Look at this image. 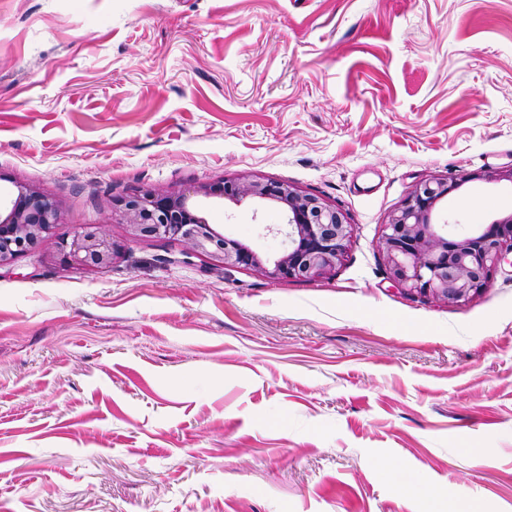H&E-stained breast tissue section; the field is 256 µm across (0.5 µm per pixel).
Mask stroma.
Returning <instances> with one entry per match:
<instances>
[{"label":"stroma","mask_w":512,"mask_h":512,"mask_svg":"<svg viewBox=\"0 0 512 512\" xmlns=\"http://www.w3.org/2000/svg\"><path fill=\"white\" fill-rule=\"evenodd\" d=\"M511 165L512 0H0V177L64 218L0 270V512H512V264L447 305L378 252L429 176L469 177L435 222L512 210L483 178ZM242 174L346 214L333 275L130 242L111 208ZM81 224L110 267L62 259Z\"/></svg>","instance_id":"stroma-1"}]
</instances>
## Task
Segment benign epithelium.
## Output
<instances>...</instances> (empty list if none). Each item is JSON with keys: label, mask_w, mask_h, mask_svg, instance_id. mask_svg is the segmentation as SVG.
Segmentation results:
<instances>
[{"label": "benign epithelium", "mask_w": 512, "mask_h": 512, "mask_svg": "<svg viewBox=\"0 0 512 512\" xmlns=\"http://www.w3.org/2000/svg\"><path fill=\"white\" fill-rule=\"evenodd\" d=\"M464 178L431 177L415 184L384 224L378 251L387 279L409 296L460 304L486 291L494 271L512 254V212L459 231L432 222L435 205ZM212 197L235 205L273 203L287 217L268 233L280 239L270 255L217 232L201 213ZM129 240L177 239L191 252L224 268L248 267L270 279L312 280L335 272L347 253L352 225L336 206L297 187L244 175L224 184L201 183L187 191L136 190L112 199ZM55 196L29 183L0 189V268L13 265L62 223ZM58 248L65 261L104 269L117 246L98 226L86 224Z\"/></svg>", "instance_id": "benign-epithelium-1"}]
</instances>
